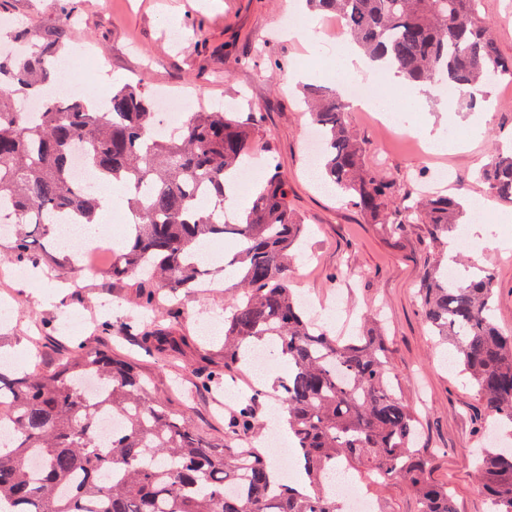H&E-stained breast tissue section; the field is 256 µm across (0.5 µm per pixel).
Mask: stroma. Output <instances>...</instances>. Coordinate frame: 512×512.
I'll list each match as a JSON object with an SVG mask.
<instances>
[{
  "instance_id": "1",
  "label": "stroma",
  "mask_w": 512,
  "mask_h": 512,
  "mask_svg": "<svg viewBox=\"0 0 512 512\" xmlns=\"http://www.w3.org/2000/svg\"><path fill=\"white\" fill-rule=\"evenodd\" d=\"M79 21L71 33L74 47L85 48L105 64L102 71H78L55 86H94L100 91L130 79L148 93L166 92L190 103L233 106L256 114L259 156L278 164L288 180L289 200L307 229L306 252L290 275L297 296L315 300L317 324L337 335L357 327L366 314L381 310L392 342L391 376L396 390L419 414L420 445L426 448L433 481L448 483L457 512H487L470 451L483 447L475 430L485 410L474 389L449 363L446 345L431 336L417 301L427 271L442 260L426 224L390 233L337 194L317 188L310 173L305 134L310 115L309 88L335 89L332 62L306 42L288 38L285 15H298L293 0H78ZM57 0H5L0 19L20 28L51 23ZM419 110L405 121L428 128L443 139L467 132L466 147L454 152L427 151L425 137L409 138L378 124L369 112L348 111L346 124L361 138L368 156L393 185L392 203L428 182L432 191L463 199H488L477 172L492 144L512 146V88L491 85L476 107L449 99L442 89L421 94ZM466 245L455 254L479 262L497 281L495 319L512 332V259L502 249L512 238V223L491 227L466 214ZM12 312L0 320V355L54 364L60 355L84 345L112 351L149 381L150 395L213 442H223L229 423L246 397H254L259 424L252 440L261 444L277 395L263 392L260 372L237 366L225 387H197L196 375L224 363V308L229 288H197L161 298L157 326L181 338L180 350L162 366L122 324L140 311L138 279L109 275L78 277L68 269L39 266L28 279H0Z\"/></svg>"
}]
</instances>
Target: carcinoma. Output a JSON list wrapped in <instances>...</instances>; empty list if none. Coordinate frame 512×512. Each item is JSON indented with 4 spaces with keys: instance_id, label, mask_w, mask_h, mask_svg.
<instances>
[{
    "instance_id": "cac0c4a2",
    "label": "carcinoma",
    "mask_w": 512,
    "mask_h": 512,
    "mask_svg": "<svg viewBox=\"0 0 512 512\" xmlns=\"http://www.w3.org/2000/svg\"><path fill=\"white\" fill-rule=\"evenodd\" d=\"M473 0H305L313 14H336L346 34L370 59L421 86L444 83L473 91L512 72L491 20ZM74 0H60L53 23L12 31L25 41L22 56L0 55V202L10 205L9 243L0 261L23 266L33 251L77 274H95L74 247L57 239L62 223L80 224L99 206L97 187L116 180L134 217L133 244L112 254L114 280L148 273L172 294L188 293L218 270L198 251L211 243L233 246L229 267L239 279L224 308V368L248 359L259 341L288 362L280 382L294 438L312 492L282 481L262 448L214 444L188 421L149 398L145 378L105 349L78 346L56 367L5 382L0 371V512H345L326 489L342 467L398 481L418 497L423 512H457L448 486L429 478L417 447L418 421L390 379L385 336L363 331L343 341L307 316L289 287L300 249L302 222L288 202V184L269 167L251 206L237 222H224L225 177L236 176L254 145V120L237 112H193L173 135L154 134L153 98L134 81L112 87L101 107L48 94L57 59L76 23ZM44 99L40 112L25 103ZM345 104L331 91L310 103L322 133L323 183L397 233L405 224H428L440 242L463 206L436 195L387 211L393 186L368 161L363 142L346 125ZM81 150L93 185L72 178ZM498 202L512 206V154L491 151L479 171ZM495 276L448 281L436 267L419 288L426 324L452 346L459 373L468 377L494 424L512 429V333L494 322ZM146 350L164 354L173 337L130 321ZM97 381L91 397L83 383ZM124 428L99 443L100 414ZM257 424L253 404L241 407L230 435L246 437ZM482 491L495 512H512V448L494 443L475 460ZM239 491L229 494L225 482Z\"/></svg>"
}]
</instances>
